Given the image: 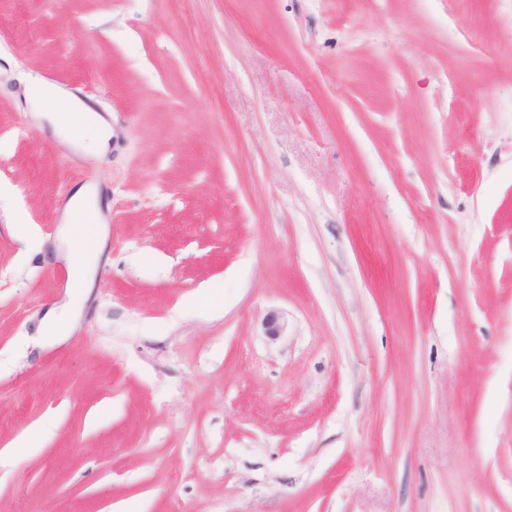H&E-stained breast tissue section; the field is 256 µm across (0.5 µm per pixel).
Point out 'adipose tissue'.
I'll return each mask as SVG.
<instances>
[{
	"instance_id": "ef3b65f1",
	"label": "adipose tissue",
	"mask_w": 512,
	"mask_h": 512,
	"mask_svg": "<svg viewBox=\"0 0 512 512\" xmlns=\"http://www.w3.org/2000/svg\"><path fill=\"white\" fill-rule=\"evenodd\" d=\"M16 83L32 105L35 120L48 121L64 145L93 158L106 154L112 139V126L90 104L36 72H19ZM102 220L93 189L81 188L67 202L63 222L64 259L70 276L66 289L69 303L51 310L43 327L44 335L54 337L68 333L71 324L69 306L77 302L76 291L85 287L87 273L96 267L102 252L99 228Z\"/></svg>"
}]
</instances>
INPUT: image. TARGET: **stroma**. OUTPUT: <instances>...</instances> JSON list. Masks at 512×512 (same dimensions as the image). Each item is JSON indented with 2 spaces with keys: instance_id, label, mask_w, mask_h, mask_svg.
<instances>
[{
  "instance_id": "1",
  "label": "stroma",
  "mask_w": 512,
  "mask_h": 512,
  "mask_svg": "<svg viewBox=\"0 0 512 512\" xmlns=\"http://www.w3.org/2000/svg\"><path fill=\"white\" fill-rule=\"evenodd\" d=\"M0 186V512H512V0H0ZM15 80L33 106L34 119L48 121L64 145L93 158L106 154L112 126L90 104L36 72H19ZM86 214H90L94 223L89 226L83 222ZM103 220L97 206L96 193L89 187H83L67 202L64 209V240L66 251L64 259L67 263L70 280L66 288L68 305L53 308L50 317L43 327L45 336H65L71 324L69 305L80 300L77 288H86V276L90 269L96 267L102 252L100 228Z\"/></svg>"
}]
</instances>
